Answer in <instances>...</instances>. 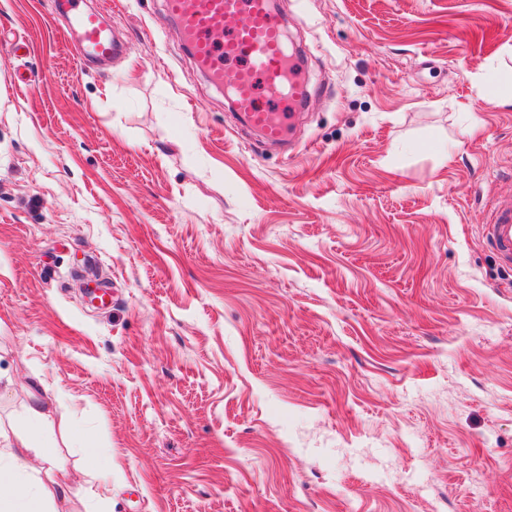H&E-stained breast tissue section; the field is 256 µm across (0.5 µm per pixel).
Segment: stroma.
I'll return each instance as SVG.
<instances>
[{
	"mask_svg": "<svg viewBox=\"0 0 512 512\" xmlns=\"http://www.w3.org/2000/svg\"><path fill=\"white\" fill-rule=\"evenodd\" d=\"M85 3L110 64L0 0V431L66 459L56 512H512V0H283L286 151L164 0ZM495 209L496 218L487 224L486 239L500 262L512 267V201L500 202Z\"/></svg>",
	"mask_w": 512,
	"mask_h": 512,
	"instance_id": "obj_1",
	"label": "stroma"
}]
</instances>
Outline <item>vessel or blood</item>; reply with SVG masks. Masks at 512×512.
I'll list each match as a JSON object with an SVG mask.
<instances>
[{"mask_svg":"<svg viewBox=\"0 0 512 512\" xmlns=\"http://www.w3.org/2000/svg\"><path fill=\"white\" fill-rule=\"evenodd\" d=\"M168 14L175 18L197 65L223 80L224 66L236 63L232 90L237 112L264 139L279 142L295 126L293 112H275L256 102L257 89H264L274 102L301 104L309 89L300 79L296 53L281 35L278 16L268 0H164ZM84 0H66L69 23L67 35L88 56L107 58L118 46L98 14L85 10ZM245 15L246 23L232 36L224 27L230 18ZM486 239L500 262L512 267V201L496 206V218L487 227Z\"/></svg>","mask_w":512,"mask_h":512,"instance_id":"b4317fda","label":"vessel or blood"}]
</instances>
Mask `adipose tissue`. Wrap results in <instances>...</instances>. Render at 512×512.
Listing matches in <instances>:
<instances>
[{"label": "adipose tissue", "instance_id": "obj_1", "mask_svg": "<svg viewBox=\"0 0 512 512\" xmlns=\"http://www.w3.org/2000/svg\"><path fill=\"white\" fill-rule=\"evenodd\" d=\"M43 460L46 482L30 485L21 475L28 456ZM66 463L48 446L34 445L32 440L5 441L0 445V512H47L57 497L69 494Z\"/></svg>", "mask_w": 512, "mask_h": 512}]
</instances>
